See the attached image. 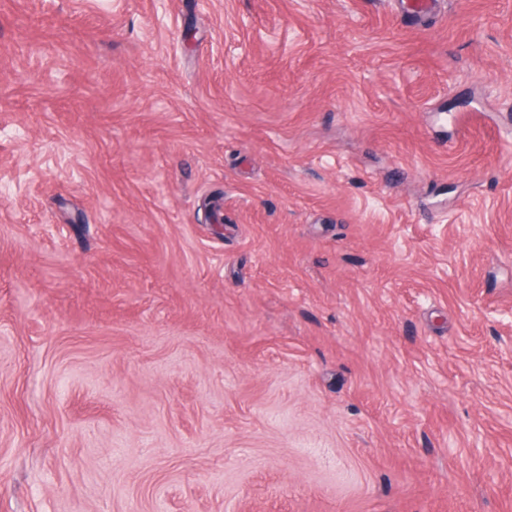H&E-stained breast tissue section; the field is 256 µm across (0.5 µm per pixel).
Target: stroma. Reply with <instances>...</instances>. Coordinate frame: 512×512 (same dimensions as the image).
I'll return each mask as SVG.
<instances>
[{"label": "stroma", "mask_w": 512, "mask_h": 512, "mask_svg": "<svg viewBox=\"0 0 512 512\" xmlns=\"http://www.w3.org/2000/svg\"><path fill=\"white\" fill-rule=\"evenodd\" d=\"M0 0V512H512V0Z\"/></svg>", "instance_id": "35a3bbf8"}]
</instances>
